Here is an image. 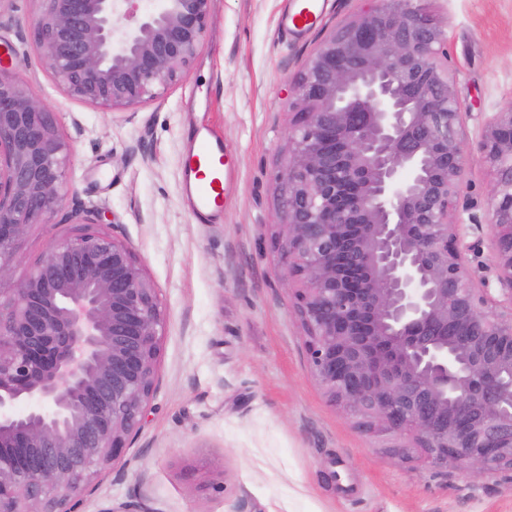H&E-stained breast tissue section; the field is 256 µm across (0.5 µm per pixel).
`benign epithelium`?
<instances>
[{
    "mask_svg": "<svg viewBox=\"0 0 512 512\" xmlns=\"http://www.w3.org/2000/svg\"><path fill=\"white\" fill-rule=\"evenodd\" d=\"M38 2L43 66L103 112L163 98L209 35L212 0ZM367 2L289 86L281 269L328 400L438 471L486 478L512 470V102L469 144L448 23L418 0ZM473 152L494 178L486 219L466 223ZM72 175L53 113L1 67L0 512H78L157 381L164 319L129 245L80 233L12 276Z\"/></svg>",
    "mask_w": 512,
    "mask_h": 512,
    "instance_id": "benign-epithelium-1",
    "label": "benign epithelium"
}]
</instances>
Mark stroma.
I'll return each instance as SVG.
<instances>
[{"label": "stroma", "mask_w": 512, "mask_h": 512, "mask_svg": "<svg viewBox=\"0 0 512 512\" xmlns=\"http://www.w3.org/2000/svg\"><path fill=\"white\" fill-rule=\"evenodd\" d=\"M449 23L455 91L478 141L512 101V0H422ZM291 0H213L209 39L182 78L133 117L69 97L42 66L28 17L37 0L0 8V46L57 118L74 177L51 223L29 228L14 277L52 241L85 232L74 203L100 210V231L131 246L158 291L164 329L158 382L138 434L80 512L139 502L149 512H512V472L473 480L396 454L331 405L311 373L296 299L274 242L276 190L293 110L289 86L319 42L363 7L324 0L317 25L280 29ZM83 132H76L75 123ZM224 143L219 221L193 214L182 183L192 133Z\"/></svg>", "instance_id": "stroma-1"}]
</instances>
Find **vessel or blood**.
Listing matches in <instances>:
<instances>
[{
	"label": "vessel or blood",
	"mask_w": 512,
	"mask_h": 512,
	"mask_svg": "<svg viewBox=\"0 0 512 512\" xmlns=\"http://www.w3.org/2000/svg\"><path fill=\"white\" fill-rule=\"evenodd\" d=\"M320 18L315 0L294 7L280 21L283 32L299 37ZM182 177L185 189L197 214L213 215L223 204L224 145L213 134H194L186 153Z\"/></svg>",
	"instance_id": "obj_1"
}]
</instances>
